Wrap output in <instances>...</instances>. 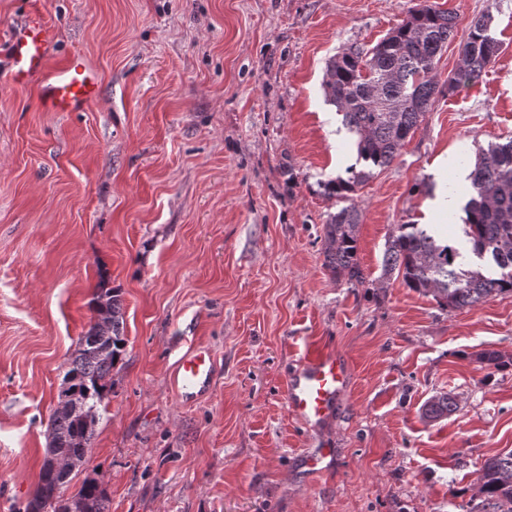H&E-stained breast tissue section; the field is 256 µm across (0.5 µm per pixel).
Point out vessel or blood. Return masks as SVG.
<instances>
[{"label": "vessel or blood", "instance_id": "b4317fda", "mask_svg": "<svg viewBox=\"0 0 512 512\" xmlns=\"http://www.w3.org/2000/svg\"><path fill=\"white\" fill-rule=\"evenodd\" d=\"M53 31L40 10H31L8 35L7 65L10 81L17 88H35L47 112H81L100 91L101 77L83 58L70 57L50 63ZM299 366L283 386L290 414L307 428L326 424L350 385V367L335 352L307 343ZM214 382V360L204 346L191 348L177 362L172 386L183 401L206 394Z\"/></svg>", "mask_w": 512, "mask_h": 512}]
</instances>
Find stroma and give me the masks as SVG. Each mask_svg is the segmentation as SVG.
<instances>
[{"mask_svg":"<svg viewBox=\"0 0 512 512\" xmlns=\"http://www.w3.org/2000/svg\"><path fill=\"white\" fill-rule=\"evenodd\" d=\"M419 0H0V31L38 8L57 57L103 76L83 112L41 111L0 79V512H23L67 363L101 285L120 289L127 346L98 410L83 475L109 512H469L485 459L512 450V295L444 311L379 281L392 225L435 224L452 193L461 231L479 147L512 137V0H434L456 16L447 80L470 23L501 43L482 79L437 94L400 155L358 186L364 286L323 265L356 160L324 95L331 58L372 47ZM333 344L352 383L324 432L289 416L283 383L304 343ZM215 383L181 402L192 346ZM447 391L458 409L429 422ZM330 439L329 471L302 457ZM172 386L184 402H193L206 394L214 382V360L205 346L191 348L177 362ZM458 408L455 396L440 393L429 399L422 408V416L428 421H437L447 417Z\"/></svg>","mask_w":512,"mask_h":512,"instance_id":"obj_1","label":"stroma"}]
</instances>
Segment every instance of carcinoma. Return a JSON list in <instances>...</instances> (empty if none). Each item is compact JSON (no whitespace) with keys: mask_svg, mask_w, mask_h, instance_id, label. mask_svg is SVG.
Masks as SVG:
<instances>
[{"mask_svg":"<svg viewBox=\"0 0 512 512\" xmlns=\"http://www.w3.org/2000/svg\"><path fill=\"white\" fill-rule=\"evenodd\" d=\"M493 21L486 11L472 22L460 45V63L448 77V92L479 81L498 56L501 44L491 35ZM455 26L453 13L421 4L374 46L353 43L327 66L325 98L341 112L348 132L357 136V159L348 176L322 183L324 194L339 205L324 224L322 253L324 266L346 277L352 288L365 283L358 261L361 215L356 188L374 169L393 163L429 112L439 87L436 64ZM467 181L464 241H451L410 222L393 225L385 241L381 280L399 279L443 311L473 308L491 297L512 294V137L480 149ZM94 311L99 322L79 339L64 375L73 409L51 416L46 456L24 512H71L77 504L82 512H108L106 489L95 477L84 478L64 497L73 462L91 453L97 406L112 391V369L127 345L119 291L100 294ZM478 362L486 369L507 367L496 351L481 353ZM457 408L455 396L440 393L423 405L422 416L437 421ZM52 458L60 468L50 466ZM476 483L479 512H512V451L486 459Z\"/></svg>","mask_w":512,"mask_h":512,"instance_id":"cac0c4a2","label":"carcinoma"}]
</instances>
